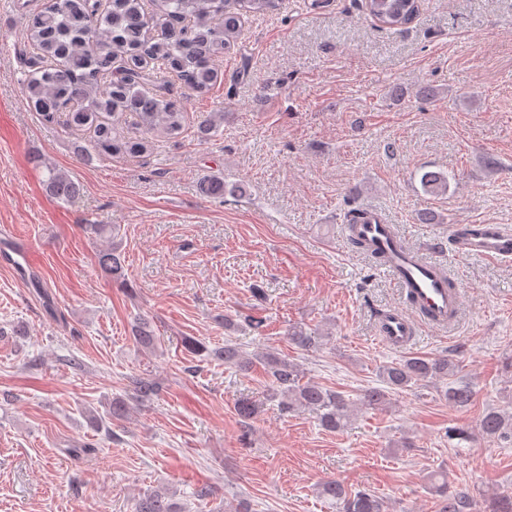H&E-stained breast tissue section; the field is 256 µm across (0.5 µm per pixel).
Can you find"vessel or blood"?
Instances as JSON below:
<instances>
[{"instance_id":"1","label":"vessel or blood","mask_w":512,"mask_h":512,"mask_svg":"<svg viewBox=\"0 0 512 512\" xmlns=\"http://www.w3.org/2000/svg\"><path fill=\"white\" fill-rule=\"evenodd\" d=\"M356 231L376 248L394 252L395 257L386 269L402 297L413 301L411 309L391 307L378 316L375 332L384 345L394 350L406 348L420 320L436 328L454 325L460 311V293L443 270L423 260L415 250L399 246L394 226L384 217L357 225ZM454 246L462 255L476 253L491 260H507L512 258V230L489 224L484 234L455 240Z\"/></svg>"}]
</instances>
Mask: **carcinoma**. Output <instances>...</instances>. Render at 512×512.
<instances>
[{
	"mask_svg": "<svg viewBox=\"0 0 512 512\" xmlns=\"http://www.w3.org/2000/svg\"><path fill=\"white\" fill-rule=\"evenodd\" d=\"M278 0H108L104 8L95 0H48L29 16L26 37L33 50L32 70L25 76L21 92L42 119L51 123L67 113L70 125L93 132L94 147L103 153H144L149 141H122L116 125L127 115L135 116L148 132L174 135L182 129L184 101L150 90L158 71L175 75L188 93L203 96L218 80L214 62L237 45L245 18L277 6ZM368 15L388 29L407 27L416 17L419 0H365ZM422 185L435 192L448 185L443 172L425 171ZM49 191L63 201L75 198L79 186L67 175L48 170ZM351 246L385 262L384 252L374 249L358 235L349 238ZM98 264L117 280L124 277L118 247L103 251ZM264 326L252 314H224V330ZM137 345L155 350L159 338L149 322L137 319L131 328ZM288 342L309 352L320 345V336L302 327H291ZM194 353L208 352L215 360L249 370L253 362L232 340L214 350L195 340L189 341ZM262 364L278 407L289 413L297 407L317 412L320 425L339 431L348 426L356 405L367 410L385 411L389 395L429 384L447 382L442 397L448 405L462 410L474 401L476 391L466 382L456 381L459 361L449 355L435 358L410 357L381 366L382 386L369 387L349 398L341 391L304 380L303 368L274 352L262 355ZM130 399L148 401L157 394V383L150 377H129ZM479 434L495 443L512 444V410L488 409L479 425ZM431 491L437 496L439 512H479L471 496L448 492L445 478L434 476ZM321 494L336 501V512H386L385 501L367 490L353 492L338 480L322 484ZM135 512H178L171 496L152 491L138 500Z\"/></svg>",
	"mask_w": 512,
	"mask_h": 512,
	"instance_id": "carcinoma-1",
	"label": "carcinoma"
}]
</instances>
